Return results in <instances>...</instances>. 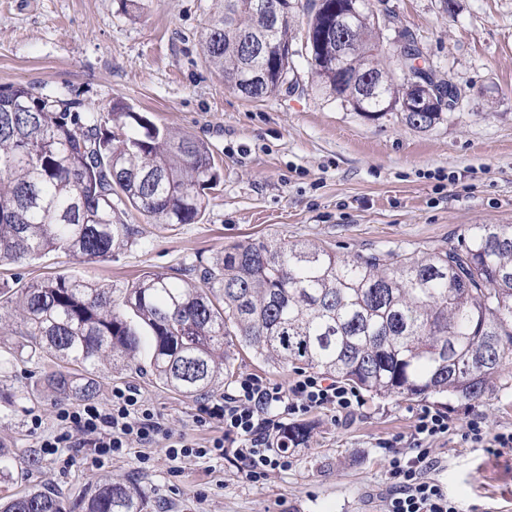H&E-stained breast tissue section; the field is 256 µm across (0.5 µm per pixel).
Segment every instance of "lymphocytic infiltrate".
<instances>
[{
  "label": "lymphocytic infiltrate",
  "mask_w": 512,
  "mask_h": 512,
  "mask_svg": "<svg viewBox=\"0 0 512 512\" xmlns=\"http://www.w3.org/2000/svg\"><path fill=\"white\" fill-rule=\"evenodd\" d=\"M365 404L356 388L322 374L303 371L281 386L254 375H240L222 401L203 406L195 418L198 426L218 425L219 436L199 445L173 437L165 419L148 403L140 390L124 386L112 390L108 404L85 400L60 408L40 443L44 458L61 467L73 461L72 449L90 451V467L132 447L164 446L170 461L230 459L239 464L245 479L259 483L274 471L292 465L288 443L282 437L283 419L313 411L329 414L339 423L360 412ZM458 435L461 443L495 453L512 450V428L491 431L482 414H472L462 427L453 426L447 411L425 407L414 418L409 434L381 440L388 460L391 491L384 512H462L458 502L438 481L428 478L435 442Z\"/></svg>",
  "instance_id": "f902f5d3"
}]
</instances>
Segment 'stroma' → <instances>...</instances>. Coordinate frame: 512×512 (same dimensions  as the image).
<instances>
[{"label": "stroma", "instance_id": "35a3bbf8", "mask_svg": "<svg viewBox=\"0 0 512 512\" xmlns=\"http://www.w3.org/2000/svg\"><path fill=\"white\" fill-rule=\"evenodd\" d=\"M378 17L397 15L389 40L412 37L434 82L463 91L441 120L418 129L401 112L367 115L314 83L305 58L291 93L253 102L233 92L205 61L202 34L224 0H0V90L18 84L107 116L114 101L210 148L222 173L202 219L163 227L129 211L139 233L111 260L52 253L0 267V288L47 276L99 282L120 292L145 272L181 276L212 264L226 244L315 242L340 255H420L447 246L473 224H512V0H371ZM25 326L0 327V448L12 459L0 496L43 485L74 498L96 486H138L151 512H383L390 491L379 440L408 433L423 406L468 414L492 429L512 428V364L477 401L453 396L366 397L360 416L331 425L302 416L308 435L291 469L261 483L230 460L173 467L164 448L139 464L136 449L98 469L41 459L39 443L59 405L38 391L37 361L16 342ZM100 403L112 389L141 390L175 435L206 443L193 417L208 399L158 384L139 364L102 367ZM43 419L32 429L30 412ZM427 475L463 512H512V451L493 456L459 437L434 445ZM37 466H29V459Z\"/></svg>", "mask_w": 512, "mask_h": 512}]
</instances>
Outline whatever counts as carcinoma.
<instances>
[{"instance_id": "carcinoma-1", "label": "carcinoma", "mask_w": 512, "mask_h": 512, "mask_svg": "<svg viewBox=\"0 0 512 512\" xmlns=\"http://www.w3.org/2000/svg\"><path fill=\"white\" fill-rule=\"evenodd\" d=\"M258 0H224V15L203 33L206 63L240 91L249 67L267 72L243 92L261 101L284 90L280 78L305 56L311 78L359 112L399 109L427 128L441 113L414 102L413 77H382L393 56L364 8L343 31L349 68L329 74L330 49L294 48L293 0H279L282 22ZM307 10L305 32L325 34ZM268 49L256 51L257 38ZM333 83H327V80ZM220 173L209 147L115 103L108 117L73 112L25 85L0 96V263L49 252L106 261L135 240L130 205L163 226L194 224ZM27 331L19 350L44 360L43 386L64 403L91 398L105 364L136 361L149 346L151 375L187 398L206 396L234 373L226 346L263 363L300 364L370 396H456L477 400L512 360V224H473L461 243L419 255H340L315 243L247 241L192 278L146 272L121 296L65 277L0 291V309ZM85 512H148L134 485L108 483L88 494ZM0 512H68L49 487L10 495Z\"/></svg>"}]
</instances>
